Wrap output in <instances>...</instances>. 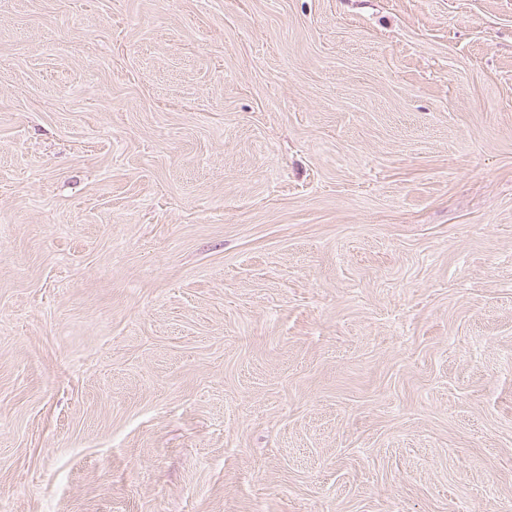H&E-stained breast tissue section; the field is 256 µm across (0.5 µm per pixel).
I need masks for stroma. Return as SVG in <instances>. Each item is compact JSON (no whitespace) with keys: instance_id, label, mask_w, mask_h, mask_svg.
<instances>
[{"instance_id":"obj_1","label":"stroma","mask_w":512,"mask_h":512,"mask_svg":"<svg viewBox=\"0 0 512 512\" xmlns=\"http://www.w3.org/2000/svg\"><path fill=\"white\" fill-rule=\"evenodd\" d=\"M9 512H512V0H0Z\"/></svg>"}]
</instances>
